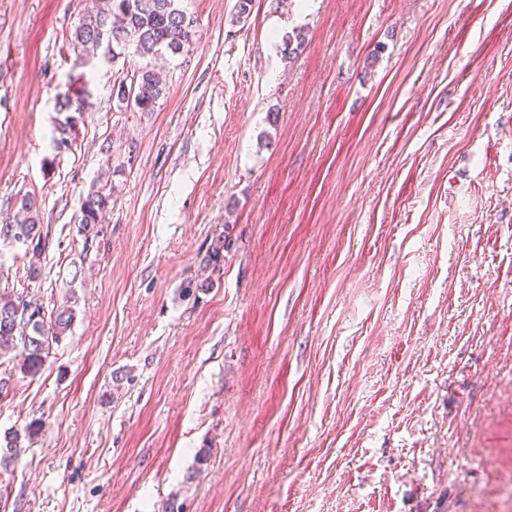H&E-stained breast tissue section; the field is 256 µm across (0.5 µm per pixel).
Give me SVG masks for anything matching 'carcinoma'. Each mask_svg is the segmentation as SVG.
Returning <instances> with one entry per match:
<instances>
[{
	"instance_id": "1",
	"label": "carcinoma",
	"mask_w": 512,
	"mask_h": 512,
	"mask_svg": "<svg viewBox=\"0 0 512 512\" xmlns=\"http://www.w3.org/2000/svg\"><path fill=\"white\" fill-rule=\"evenodd\" d=\"M193 34L194 19L179 6V0H99L96 9L84 14L75 26L72 50L85 64L98 57L115 61L131 47L143 58L155 57L164 49L174 55L190 48ZM163 94L165 84L148 64L139 68L131 87H125L121 81L116 90L118 100L133 99L141 112L154 111ZM92 97L86 84L75 93L68 90L56 96L55 110L63 116L55 128L58 133L53 138L56 151L71 146V134L91 105ZM109 198L106 187L94 186L83 199L78 231L85 238L100 233L98 225ZM0 232L27 246V252L32 254L29 279H40V259L46 241L35 203L25 200L20 210L0 226ZM231 247L229 231L216 236L202 258L203 268L210 275L196 283H187L184 293L189 295L195 290L206 291L212 287V276L223 271L224 253ZM73 319V309L69 306L53 308L47 313L41 306L30 309L21 300L0 297V352L22 345L20 371L34 376L42 370L53 345L66 338Z\"/></svg>"
}]
</instances>
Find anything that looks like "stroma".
<instances>
[{
  "instance_id": "stroma-1",
  "label": "stroma",
  "mask_w": 512,
  "mask_h": 512,
  "mask_svg": "<svg viewBox=\"0 0 512 512\" xmlns=\"http://www.w3.org/2000/svg\"><path fill=\"white\" fill-rule=\"evenodd\" d=\"M181 4L141 112L143 58L76 61L92 0H0V225L47 235L35 282L0 235V295L75 313L37 376L0 357V439L38 427L0 512H512V0ZM165 84L148 63L141 66L136 74V80L131 87L125 88L124 82L117 84L115 92V84L113 86V95L116 94L119 101L131 100L135 107L141 112L154 111L158 100L165 94ZM92 97L93 93L87 83L81 86L76 93L67 90L56 96L55 110L59 115L64 114V118L59 119L55 128L56 133L59 135L53 138L57 152L69 149L71 146V134L79 119L83 117L84 112L91 105L90 100ZM110 195L106 192L104 186H94L89 190L81 204V219L78 231L86 240L90 236H98L100 223L103 212L109 205ZM32 200H24L20 210L2 225L0 232L12 237L16 242L27 246V252L32 254L28 268L29 280L41 278L40 259L45 251L46 241L43 237L41 216ZM229 229H224L215 239H212L209 247L202 258V264L205 271H210V274L203 278L201 281L196 283L188 282L184 286V293L186 295L191 294L193 290L206 291L213 285L212 276L217 274L224 269V252H229L232 247V239L230 237Z\"/></svg>"
}]
</instances>
